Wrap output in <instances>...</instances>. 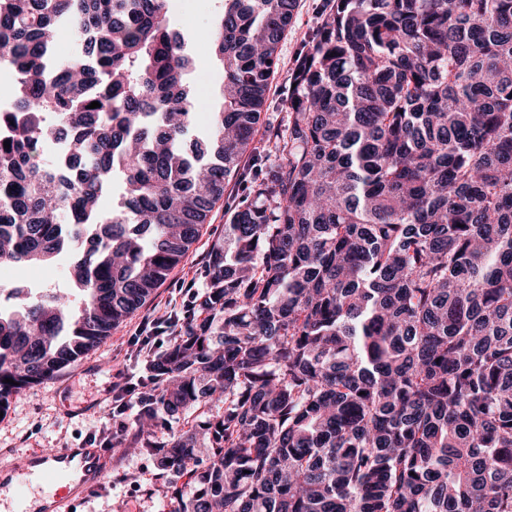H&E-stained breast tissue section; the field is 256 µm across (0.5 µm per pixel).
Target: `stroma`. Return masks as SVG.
Instances as JSON below:
<instances>
[{"label": "stroma", "instance_id": "1", "mask_svg": "<svg viewBox=\"0 0 512 512\" xmlns=\"http://www.w3.org/2000/svg\"><path fill=\"white\" fill-rule=\"evenodd\" d=\"M173 29L184 35L196 60L191 79L195 111L194 134L206 128L209 112L219 101L223 74L211 56L210 33L222 0H172ZM324 0H299L294 24L280 45V60L266 103L265 120L282 126L288 105L285 88L303 39L320 21ZM228 215L216 205L209 224L181 264L169 275L151 299L132 316L113 328L107 341L80 361L66 367L51 380L19 394L9 413L0 417V449L10 452L13 463L55 448H80L96 442L106 449L105 468L97 487L90 490L77 512H173L175 503L165 493L170 481L155 457L132 453L113 456V443L130 441L135 412L123 414L124 428L112 424L118 402L136 393L149 374V362L140 355L136 333L142 321L181 311L188 286L205 288L213 248L224 240ZM73 281L65 258L38 267L15 270L0 277V308H9L13 288H37L51 294L70 293Z\"/></svg>", "mask_w": 512, "mask_h": 512}]
</instances>
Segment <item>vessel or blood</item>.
I'll return each instance as SVG.
<instances>
[{
	"mask_svg": "<svg viewBox=\"0 0 512 512\" xmlns=\"http://www.w3.org/2000/svg\"><path fill=\"white\" fill-rule=\"evenodd\" d=\"M98 448H57L33 456L37 475L49 485V512H77L84 496L97 483L102 471ZM29 473L0 463V512H31L27 506Z\"/></svg>",
	"mask_w": 512,
	"mask_h": 512,
	"instance_id": "b4317fda",
	"label": "vessel or blood"
}]
</instances>
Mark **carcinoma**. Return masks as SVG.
Instances as JSON below:
<instances>
[{
    "label": "carcinoma",
    "mask_w": 512,
    "mask_h": 512,
    "mask_svg": "<svg viewBox=\"0 0 512 512\" xmlns=\"http://www.w3.org/2000/svg\"><path fill=\"white\" fill-rule=\"evenodd\" d=\"M297 3L224 0L221 105L187 149L196 61L169 0H0V264L66 251L82 292L13 290L0 412L141 308L245 182L139 386L141 449L186 478L178 512H512V0H326L271 129ZM60 18L84 50L50 83ZM50 112L67 116L64 189Z\"/></svg>",
    "instance_id": "cac0c4a2"
}]
</instances>
